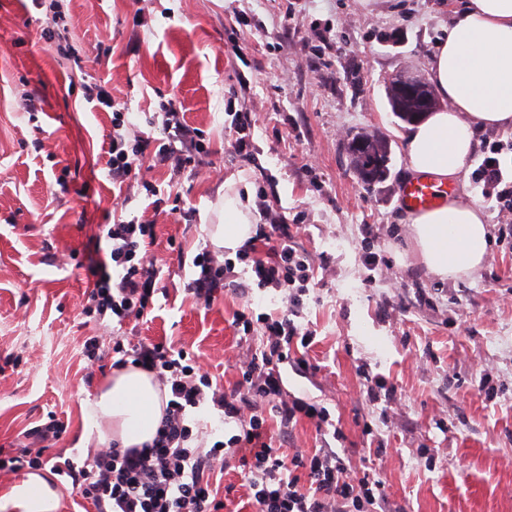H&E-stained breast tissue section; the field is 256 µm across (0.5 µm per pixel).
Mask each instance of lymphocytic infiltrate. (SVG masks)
<instances>
[{"label":"lymphocytic infiltrate","instance_id":"obj_1","mask_svg":"<svg viewBox=\"0 0 512 512\" xmlns=\"http://www.w3.org/2000/svg\"><path fill=\"white\" fill-rule=\"evenodd\" d=\"M160 117L163 136L156 139L134 134L123 114L114 111L107 161L113 183L129 179L149 152L156 163L175 171L201 164L198 131L181 121L174 102L162 104ZM500 151L499 142L483 140L474 182L483 197L495 198L505 217L500 232L512 236L507 220L512 214V181L505 178ZM256 206L265 222L236 261L198 253L184 290L208 307L224 288L237 286L246 272L256 288L281 292L286 309L258 314L247 305L235 313L236 331L244 337L259 335L262 343L240 362L239 377L228 388L202 373L185 350L163 342L129 344L124 337H113L115 367L131 365L152 373L167 391L168 401L152 442L139 448H95L79 465L68 458L55 461L56 473L67 477L95 512H224L226 504L213 476L232 462L244 473L255 512H368L374 505L388 507L383 481L370 470H351L332 442L290 455L274 444L275 439L288 438L303 419L314 422L318 432L331 433L332 441L342 440L344 434L334 427L327 408L288 395L284 388V368L302 373L309 369L307 360L295 356L294 350L309 348L314 336L296 320L314 268L292 225L268 208L265 192H258ZM104 240L102 255L89 265L93 287L82 312L99 320L112 318L120 325L143 318L150 313L159 286L160 269L147 252L154 227L120 220L110 225ZM207 403L239 426L238 434L209 447L186 421L187 409ZM64 431L53 420L32 428L34 447L0 454V471L40 466L43 444L56 442Z\"/></svg>","mask_w":512,"mask_h":512}]
</instances>
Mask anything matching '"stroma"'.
<instances>
[{
    "mask_svg": "<svg viewBox=\"0 0 512 512\" xmlns=\"http://www.w3.org/2000/svg\"><path fill=\"white\" fill-rule=\"evenodd\" d=\"M0 0V448L55 419V452L79 460L96 447L84 408L112 373L88 375L86 337L111 322L86 317L87 266L99 225L154 226L149 252L161 291L133 336L196 355L224 386L259 337L239 340L233 315L285 307L280 293L225 288L210 308L184 291L193 257L210 247L224 184L264 187L274 210L298 225L315 267L302 321L316 335L313 372L285 371V389L327 407L353 469L369 466L405 512H512V238L493 234L483 265L442 280L428 274L403 222L409 179L388 79L425 60L452 0ZM331 47L315 51L316 30ZM83 58L73 69L58 51ZM107 83L137 130L174 100L202 132V166L142 169L163 203L107 175L112 111L84 100ZM39 93L42 109L25 110ZM250 113V161L233 128ZM367 129L391 144L390 172L366 185L346 143ZM377 255L366 265L367 252ZM393 384L368 401V379Z\"/></svg>",
    "mask_w": 512,
    "mask_h": 512,
    "instance_id": "1",
    "label": "stroma"
}]
</instances>
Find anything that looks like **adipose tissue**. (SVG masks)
I'll return each mask as SVG.
<instances>
[{
	"mask_svg": "<svg viewBox=\"0 0 512 512\" xmlns=\"http://www.w3.org/2000/svg\"><path fill=\"white\" fill-rule=\"evenodd\" d=\"M427 69L443 106L406 133L407 167L456 184L468 172L477 133L512 127V0H464ZM250 202V192H225L224 221L211 233L216 248L235 254L254 235ZM405 221L424 264L439 277L467 275L488 254V218L476 202L450 196ZM166 402L152 373L118 369L87 403L86 425L100 445L139 447L155 437ZM60 501L46 476L31 474L0 495V512H58Z\"/></svg>",
	"mask_w": 512,
	"mask_h": 512,
	"instance_id": "adipose-tissue-1",
	"label": "adipose tissue"
}]
</instances>
